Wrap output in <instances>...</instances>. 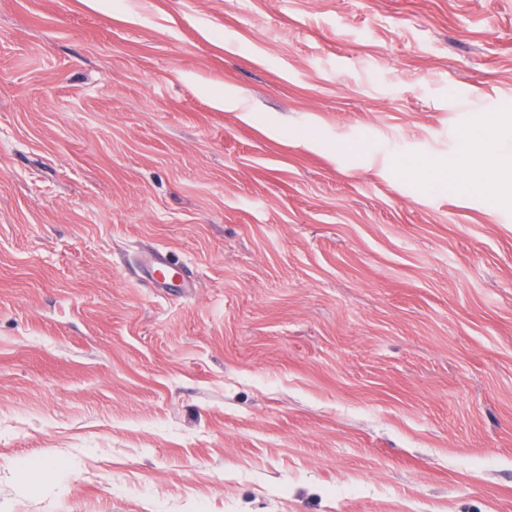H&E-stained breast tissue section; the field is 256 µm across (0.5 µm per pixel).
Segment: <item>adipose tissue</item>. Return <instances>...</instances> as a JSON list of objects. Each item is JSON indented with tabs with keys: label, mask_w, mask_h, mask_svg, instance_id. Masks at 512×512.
Segmentation results:
<instances>
[{
	"label": "adipose tissue",
	"mask_w": 512,
	"mask_h": 512,
	"mask_svg": "<svg viewBox=\"0 0 512 512\" xmlns=\"http://www.w3.org/2000/svg\"><path fill=\"white\" fill-rule=\"evenodd\" d=\"M482 124H475L464 136L457 156L449 160L446 167H439L430 161H411V169L421 172L433 185H450L456 190L470 192L491 186L500 200H512V166L502 167L497 176H490L485 157L498 153V146L488 144L475 148L480 137Z\"/></svg>",
	"instance_id": "obj_1"
}]
</instances>
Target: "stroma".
Wrapping results in <instances>:
<instances>
[{"mask_svg":"<svg viewBox=\"0 0 512 512\" xmlns=\"http://www.w3.org/2000/svg\"><path fill=\"white\" fill-rule=\"evenodd\" d=\"M480 116L512 0H0V512H512ZM494 118L480 119L463 137L457 156L448 160L447 169L439 167L428 160L418 159L408 163L411 169L421 172L434 186H453L458 191L470 192L481 190L490 183L493 192L501 201L512 200V150L505 144H487L482 149L474 147L486 124L493 123ZM498 151L506 152L504 156ZM510 152V153H509ZM499 155L504 162L510 159V167L502 165L500 173L491 178L487 169L485 156ZM147 275L157 282L164 283L169 277L174 276L167 256L160 250L148 254L143 262Z\"/></svg>","mask_w":512,"mask_h":512,"instance_id":"1","label":"stroma"}]
</instances>
